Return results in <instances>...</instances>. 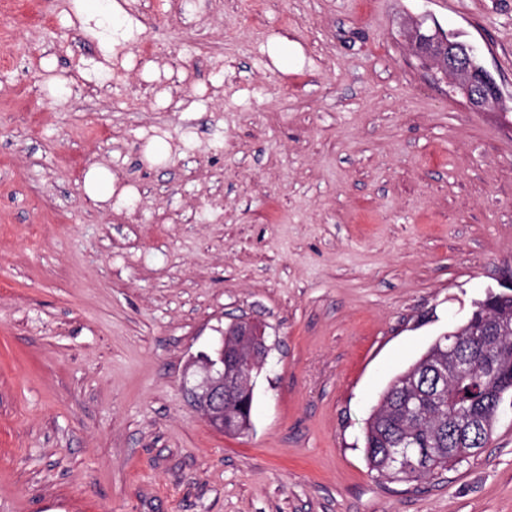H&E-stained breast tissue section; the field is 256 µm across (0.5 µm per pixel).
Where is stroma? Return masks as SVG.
Here are the masks:
<instances>
[{
	"mask_svg": "<svg viewBox=\"0 0 512 512\" xmlns=\"http://www.w3.org/2000/svg\"><path fill=\"white\" fill-rule=\"evenodd\" d=\"M121 3L141 31L107 58L71 0H0V512H512L511 395L423 482L364 451L512 268V0ZM426 17L505 111L413 67ZM93 166L131 203L90 199ZM242 317L271 351L231 436L185 381Z\"/></svg>",
	"mask_w": 512,
	"mask_h": 512,
	"instance_id": "1",
	"label": "stroma"
}]
</instances>
